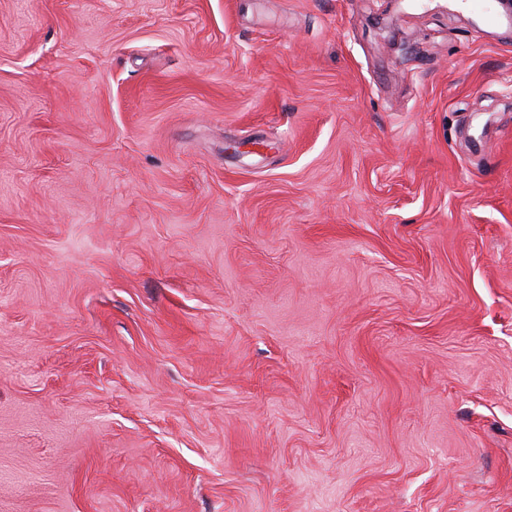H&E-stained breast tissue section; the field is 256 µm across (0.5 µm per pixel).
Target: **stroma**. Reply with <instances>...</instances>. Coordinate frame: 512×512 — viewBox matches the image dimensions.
I'll use <instances>...</instances> for the list:
<instances>
[{
	"label": "stroma",
	"mask_w": 512,
	"mask_h": 512,
	"mask_svg": "<svg viewBox=\"0 0 512 512\" xmlns=\"http://www.w3.org/2000/svg\"><path fill=\"white\" fill-rule=\"evenodd\" d=\"M0 512H512V27L0 0Z\"/></svg>",
	"instance_id": "35a3bbf8"
}]
</instances>
